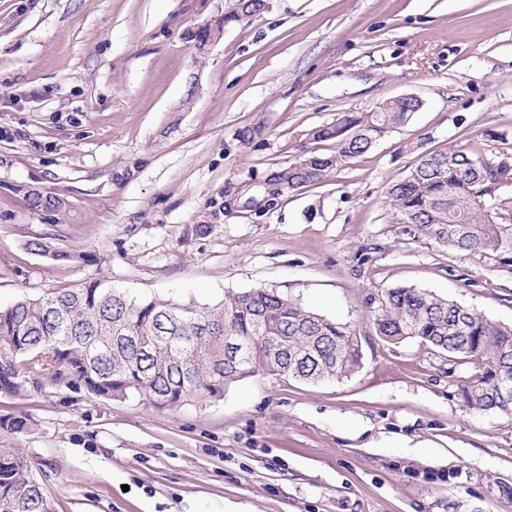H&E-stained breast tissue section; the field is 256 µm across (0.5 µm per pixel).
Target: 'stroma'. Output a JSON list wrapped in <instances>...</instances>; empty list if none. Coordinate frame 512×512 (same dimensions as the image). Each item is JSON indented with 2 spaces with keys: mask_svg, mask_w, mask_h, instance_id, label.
<instances>
[{
  "mask_svg": "<svg viewBox=\"0 0 512 512\" xmlns=\"http://www.w3.org/2000/svg\"><path fill=\"white\" fill-rule=\"evenodd\" d=\"M233 3L0 0V306L99 277L197 308L266 288L350 326L362 367L173 408L0 395L34 423L14 446L53 512H512V415L467 409L472 365L372 319L414 287L512 324V274L417 237L388 199L424 153L512 154V0H270L198 51ZM406 94L408 123L289 190V167L336 150L318 127Z\"/></svg>",
  "mask_w": 512,
  "mask_h": 512,
  "instance_id": "35a3bbf8",
  "label": "stroma"
}]
</instances>
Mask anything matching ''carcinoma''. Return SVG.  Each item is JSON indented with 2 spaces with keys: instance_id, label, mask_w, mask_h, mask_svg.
Masks as SVG:
<instances>
[{
  "instance_id": "1",
  "label": "carcinoma",
  "mask_w": 512,
  "mask_h": 512,
  "mask_svg": "<svg viewBox=\"0 0 512 512\" xmlns=\"http://www.w3.org/2000/svg\"><path fill=\"white\" fill-rule=\"evenodd\" d=\"M411 118V105L392 99L378 112L346 113L319 128L316 138L336 141V154L289 167L288 190L322 181ZM510 179L507 164L492 166L450 148L422 154L389 197L400 221L423 238L512 273V198L499 197ZM62 204L56 196L30 197L36 210ZM374 324L388 343L415 339L450 361L475 364L478 373L461 387L464 405L512 414V326L412 287L388 291ZM229 338L245 345L248 365L227 349ZM362 359L359 336L348 326L264 288L228 292L196 309L130 298L95 279L0 307V395H19L30 384L83 388L106 400L138 398L165 408L221 399L230 385L259 371L313 385L342 380ZM31 429L25 416H0V512H53L31 463L10 445Z\"/></svg>"
}]
</instances>
